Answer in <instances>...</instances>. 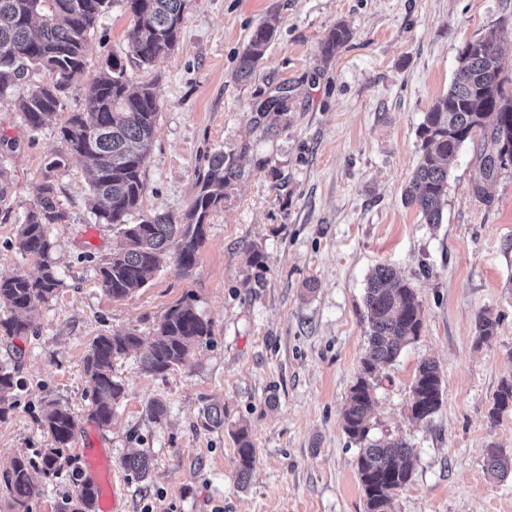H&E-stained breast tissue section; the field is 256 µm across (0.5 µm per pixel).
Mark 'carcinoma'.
I'll return each instance as SVG.
<instances>
[{"label": "carcinoma", "mask_w": 512, "mask_h": 512, "mask_svg": "<svg viewBox=\"0 0 512 512\" xmlns=\"http://www.w3.org/2000/svg\"><path fill=\"white\" fill-rule=\"evenodd\" d=\"M111 0H0V95L14 94V106L25 125L37 130L63 109L70 85L84 72L88 35L105 13ZM188 0H124L131 16V47L135 64L152 66L178 44ZM274 37V27L256 26L241 55L236 73L248 79L264 59ZM347 25L340 23L322 42V52L333 55L350 39ZM40 69L52 75L49 83L28 86L27 74ZM497 46L489 40L465 44L446 95L425 113L418 128L419 163L405 190L427 224L442 223L448 198V160L469 141H479L477 163L481 174L474 187L495 179L497 162L503 161L499 147L512 140V93L501 76ZM288 111V90L258 106L267 130L278 131L277 120ZM159 105L147 85H134L126 67L114 61L93 79L88 88V109L74 112L60 129L66 152L51 157L45 165L39 196L26 212L16 237L24 255L46 259L53 247L49 229L64 224L66 212L56 195L57 173L72 157L82 160L89 173V191L97 223L107 224L122 237V248L99 268L100 288L120 300L144 287L166 258L174 259L179 271L188 275L196 267L199 248L206 238L208 217L224 190L241 178L232 154L215 152L188 211L176 219L167 213L142 212L146 184L144 169L154 138ZM63 285L54 268L45 263L36 276L25 273L0 275V305L10 311L0 317V335L26 336L35 328L42 305ZM369 326L368 346L360 371L351 387L343 412L344 431L359 446L357 476L365 497L366 512H391L394 496L413 474L415 451L401 438L374 440L370 437L369 414L373 408L377 369L393 363L402 349L420 336L423 313L411 283L393 268L377 266L369 275L365 295ZM499 319L489 313L478 318L479 338L487 341L497 333ZM213 336L212 321L202 317L183 298L168 308L149 350L141 359L142 370L163 377L182 364L191 351L207 345ZM141 345L136 331L97 336L84 357L83 370L92 391L91 418L108 426L125 387L113 374V361ZM19 381L8 368L0 367V424L9 420ZM442 403V376L436 362L422 361L411 387L410 416L428 422ZM512 410V380H504L493 394L489 418L497 420ZM39 423L51 445L15 457L0 470V495L9 512H34L43 489L35 483L39 474L47 481L68 472L76 493L65 498L60 512H94L95 493L85 484L75 456L69 453L77 431L72 412L56 401L47 402ZM201 425L212 429L224 425V410L217 405L203 409ZM238 480L250 477L256 462L255 445L247 427L232 431ZM123 465L139 478L149 476L146 456L133 455ZM487 470L504 478L512 473V458L498 449L487 451Z\"/></svg>", "instance_id": "obj_1"}]
</instances>
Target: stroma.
Instances as JSON below:
<instances>
[{"label": "stroma", "mask_w": 512, "mask_h": 512, "mask_svg": "<svg viewBox=\"0 0 512 512\" xmlns=\"http://www.w3.org/2000/svg\"><path fill=\"white\" fill-rule=\"evenodd\" d=\"M263 21L275 37L253 78L238 80V59ZM339 23L352 38L323 59L321 43ZM131 28L112 0L89 37L84 76L41 129L26 127L12 95L0 97V168L9 176L0 275L39 272L38 259L16 249L17 231L46 162L64 149L61 127L86 111L88 85L107 60L151 85L159 103L145 212L182 217L216 150L235 153L243 176L211 212L192 274L165 260L144 288L115 301L98 270L119 238L96 223L85 168L70 160L57 178L68 221L50 229L49 261L63 285L36 334L0 337V366L20 382L0 424V468L49 445L38 420L55 400L78 422L73 455L89 436L110 453L120 512H365L342 413L367 346V276L388 265L411 283L424 314L419 338L379 370L369 418L372 436L403 438L416 452L391 512H512V478L486 468L488 449L512 457V411L488 418L499 384L512 379V169L487 184V198L474 195L479 146L469 143L449 164L441 223H423L404 197L418 127L447 93L462 47L494 40L512 78V0H190L178 47L143 69ZM279 86L289 110L270 136L256 106ZM252 248L262 266L249 265ZM187 296L212 320L211 343L163 378L142 371L140 351L115 360L125 397L111 425L98 426L83 375L93 339L133 329L150 340ZM485 312L500 323L481 342ZM427 358L440 367L443 396L420 425L407 403ZM154 398L166 406L160 423L146 412ZM211 404L224 409L221 428L200 424ZM238 423L257 456L243 486ZM131 453L151 459L150 478L122 467Z\"/></svg>", "instance_id": "1"}]
</instances>
